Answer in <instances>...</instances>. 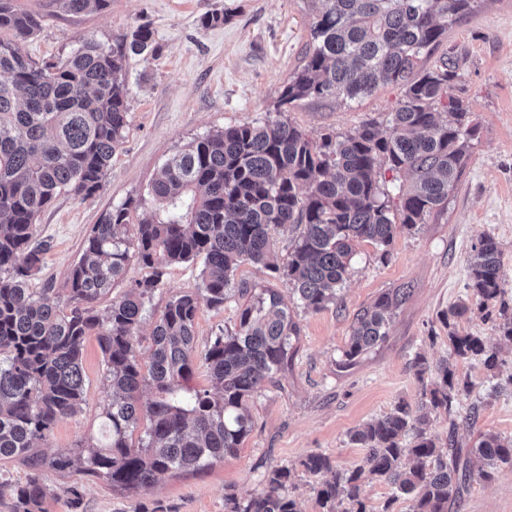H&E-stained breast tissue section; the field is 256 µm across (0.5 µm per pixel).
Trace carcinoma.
<instances>
[{"label": "carcinoma", "mask_w": 512, "mask_h": 512, "mask_svg": "<svg viewBox=\"0 0 512 512\" xmlns=\"http://www.w3.org/2000/svg\"><path fill=\"white\" fill-rule=\"evenodd\" d=\"M303 64L289 77L277 109L287 112L306 98L355 101L396 85L402 99L383 131L373 120L353 134L318 139L287 120L244 123L211 131L168 158L152 182L153 196L168 205L165 217L131 222L133 200L107 211L86 238L66 279V297L53 285L30 287L50 242L35 235L39 214L62 193L91 198L102 188L112 157L123 143L131 56L155 55L154 33L139 24L107 48L84 41L64 59H34L25 44L36 34L34 15L13 0H0V462L35 461L68 476H91L114 491L149 487L165 474L200 471L237 452L252 422L248 404L288 364L300 327L273 288L251 296L238 310L235 331L216 334L196 353L195 320L201 304L222 307L234 273L245 261L259 264L292 285V294L313 312L337 304L351 275L356 245L367 242L389 255L397 225L427 223L457 190L470 140L473 112L454 94L458 73L442 59L420 65L472 10L475 0H319ZM110 0H53L70 15L98 12ZM413 176L399 186L396 207L381 170ZM298 230L288 261L270 252L272 234ZM151 270L114 297L105 315L96 304L122 278L130 257ZM201 261V293L173 297L150 333V361L142 366L143 312L172 264ZM474 301L443 316L462 318L473 304L502 295L498 242L484 237L468 266ZM404 292L381 295L355 318L342 351L351 365L387 336L391 308ZM499 329L512 341V312L500 302ZM95 336L105 364L100 418L104 441L76 443L47 462L35 460L55 425L84 403L82 355ZM459 358L481 357L499 366L498 354L478 336L448 333ZM206 367L210 389L189 386L195 368ZM419 381L435 373L419 406L401 401L355 429L350 440L367 449L363 465L334 471L329 456L311 452L302 471L318 481L321 512H366L362 479L388 483L393 496L414 502L413 512H448L471 478L454 440L444 451L425 433L432 413H448L461 388L444 364L431 369L416 358ZM156 398L140 401L144 387ZM143 427L138 443L132 434ZM414 439L405 445L408 434ZM494 477L512 466V438L486 434L471 449ZM332 474V479L325 478ZM293 472L268 471L262 488L246 500L225 499L227 512H299L286 493ZM15 512H35L46 487L34 474L21 485L0 481Z\"/></svg>", "instance_id": "obj_1"}]
</instances>
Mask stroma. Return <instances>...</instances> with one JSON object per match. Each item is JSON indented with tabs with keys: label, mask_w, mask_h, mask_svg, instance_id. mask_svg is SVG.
<instances>
[{
	"label": "stroma",
	"mask_w": 512,
	"mask_h": 512,
	"mask_svg": "<svg viewBox=\"0 0 512 512\" xmlns=\"http://www.w3.org/2000/svg\"><path fill=\"white\" fill-rule=\"evenodd\" d=\"M15 4L40 20L26 45L36 59L67 57L82 39L112 46L142 23L150 24L158 46L153 59L134 57L127 64L125 138L102 189L86 200L59 195L36 221L38 237L50 240L51 249L32 285L50 283L59 290L106 210L133 198L140 205L132 219L162 214L166 204L150 188L165 160L213 130L277 119L281 89L306 51L316 14L312 0H111L106 10L81 16L58 11L51 0ZM213 12L224 14V22L203 27L202 18ZM443 57L456 64L454 93L478 123L458 190L427 224L397 228L388 252L359 244L338 305L320 312L293 307L300 336L286 369L250 402L252 430L235 454L196 473L167 474L130 494L96 478L67 477L27 462L0 466V477L19 484L39 474L49 489L42 512H225V496L250 497L270 469L286 466L294 471L287 492L300 512H320L317 486L299 472L300 460L320 452L342 472L361 465L365 451L351 442V432L398 402L420 403L423 387L413 367L419 354L433 365L448 363L468 383L449 415L429 423L440 447L453 439L467 450L487 434L511 438L512 342L498 330L497 304L448 325L442 315L470 297L469 260L487 235L501 246L503 297L512 304V0H477L421 64L431 67ZM401 95L389 85L358 103L309 98L286 117L314 138L351 133L366 119L386 121ZM199 273L192 263L167 268L146 305L142 336H149L172 297L200 288ZM395 288L410 294L393 308L385 340L341 371L336 362L357 313ZM242 303L236 296L218 309L201 306L197 352L220 331L234 330ZM452 331L495 348L497 373L489 374L480 358L453 355ZM82 365L85 401L38 447L41 458L99 435L105 366L96 338L86 341ZM451 512H512V467L502 466L489 482L471 477Z\"/></svg>",
	"instance_id": "35a3bbf8"
}]
</instances>
